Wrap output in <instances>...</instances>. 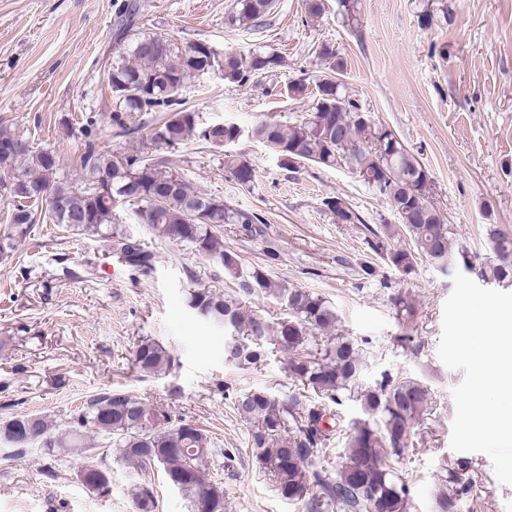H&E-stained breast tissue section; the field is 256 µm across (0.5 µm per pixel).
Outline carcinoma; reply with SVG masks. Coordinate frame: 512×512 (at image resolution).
<instances>
[{"label":"carcinoma","instance_id":"obj_1","mask_svg":"<svg viewBox=\"0 0 512 512\" xmlns=\"http://www.w3.org/2000/svg\"><path fill=\"white\" fill-rule=\"evenodd\" d=\"M360 0H337L344 22L358 23ZM273 0H235L227 22L232 27H259ZM136 3L124 5L115 25V42L123 51L109 64L112 92V126L119 137H132L135 113L160 112L151 134L152 145L175 147L189 138L224 147L241 136L234 123L200 125L198 114L186 106L181 93L187 81L218 69L224 83L240 87L255 73L281 66L273 52L247 57L234 52L218 54L205 43L183 48L157 34L130 35ZM311 112L301 120L282 124L266 122L253 134L274 152L280 168L294 170L288 158L324 167L343 161L375 195L387 200L398 223L368 228L371 249L384 255L401 277L412 276L417 260L426 257L441 267L453 257L448 225L428 200L429 172L404 149L402 142L381 123L360 120L359 106L349 99L341 82L326 77L316 84ZM97 120L84 118V152L80 158L86 178L80 183L60 181V158L52 150L33 151L27 142L0 127V149L21 145L0 165L12 174L7 186L13 207L7 228L0 232V262L14 258L16 243L32 224H61L77 235L96 236L112 256L141 273L152 271L155 256L143 245L131 244L132 235L114 228L118 210L111 200L133 201L136 215L155 237L188 246L198 255L224 267L245 297L272 296L286 316L271 320L246 305L211 289L189 293L188 307L198 317L228 332L224 357L241 368L256 367L274 345L286 355L285 369L294 388L281 394L264 389L241 390L233 409L252 423V454L273 478L277 492L300 505V512H408V488L393 463L421 443L415 426L432 409L427 386L412 377L384 373L369 383L363 376L362 349L336 333V311L323 297L302 288L277 284L257 267H248L233 250L224 247L221 227L244 237L265 235L264 218L240 210L224 200L198 193L165 163L149 153L133 150L112 153L97 144ZM224 169L243 187L254 180L252 165L241 155L224 153ZM47 189L77 198L66 212L36 210L43 202L38 192ZM323 206L338 224H361L362 217L339 196L326 197ZM493 257L480 263L478 277L488 284L512 282V238L494 224L487 227ZM405 241H400V238ZM390 304L403 328L417 321L418 309L411 297L397 291ZM326 336L322 343L316 336ZM140 370L161 374L171 368L169 351L155 340H137L132 352ZM350 401L363 417L335 446L337 427L334 408ZM107 441L115 448L130 473L138 476L159 465L171 486L182 492L188 512H224V488L209 474L207 459L218 463L224 450L215 447L203 429L167 411L119 390L91 396L74 424L64 430L53 427L39 414H20L0 421V452L24 454L34 442L54 455L64 448H83L90 438ZM341 466L333 465L335 458ZM467 465L458 462L448 470L451 487L436 497V512H457L458 502L471 491L465 478ZM79 479L97 493L112 491L108 473L90 463ZM135 512H154L151 487L139 484L133 494Z\"/></svg>","mask_w":512,"mask_h":512}]
</instances>
